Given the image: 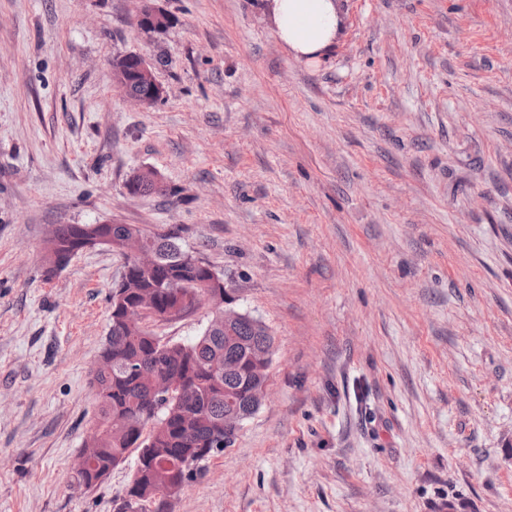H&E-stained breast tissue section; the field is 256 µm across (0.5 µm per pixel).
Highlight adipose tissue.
<instances>
[{
  "label": "adipose tissue",
  "instance_id": "1",
  "mask_svg": "<svg viewBox=\"0 0 512 512\" xmlns=\"http://www.w3.org/2000/svg\"><path fill=\"white\" fill-rule=\"evenodd\" d=\"M262 8L276 39L300 61L320 60L342 28L341 0H263Z\"/></svg>",
  "mask_w": 512,
  "mask_h": 512
}]
</instances>
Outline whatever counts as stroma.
I'll return each instance as SVG.
<instances>
[{
    "label": "stroma",
    "mask_w": 512,
    "mask_h": 512,
    "mask_svg": "<svg viewBox=\"0 0 512 512\" xmlns=\"http://www.w3.org/2000/svg\"><path fill=\"white\" fill-rule=\"evenodd\" d=\"M255 3L155 0L149 33L139 0H0V512L126 495L132 455L73 480L123 259H43L106 223L178 232L274 339L172 512H512V0H344L312 64ZM141 6L137 13L138 24L145 25L147 31H163L169 28V15L156 7L153 0H140ZM130 65H134V67L130 68ZM112 77L114 84L123 92L125 97L140 108H150L161 96V88L154 79L150 63L140 55H130L119 59L112 68ZM132 79L150 84L152 94L148 85L139 83H134L131 86L133 91L139 95L134 94L130 87ZM140 95L150 96L142 97Z\"/></svg>",
    "instance_id": "stroma-1"
}]
</instances>
